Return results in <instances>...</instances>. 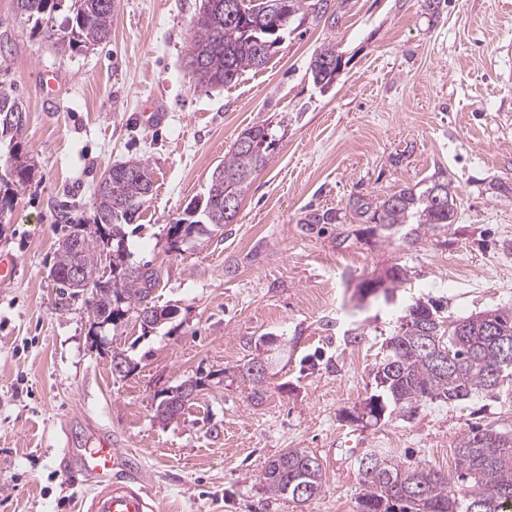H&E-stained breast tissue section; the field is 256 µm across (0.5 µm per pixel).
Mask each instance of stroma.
<instances>
[{"label": "stroma", "mask_w": 512, "mask_h": 512, "mask_svg": "<svg viewBox=\"0 0 512 512\" xmlns=\"http://www.w3.org/2000/svg\"><path fill=\"white\" fill-rule=\"evenodd\" d=\"M201 0H117L109 39L71 48L66 11L52 36L31 31L0 0V84L26 107L18 138L35 175L0 213V253L18 261L0 286V512H78L90 482L60 466L67 433L112 432L143 464L163 512H356L360 447L405 468L456 472L455 444L481 427L512 432V381L414 419L350 421L403 303L440 302L458 319L512 312V0H341L335 22L305 21L261 68L232 85H197L188 67ZM335 44L341 69L315 85L310 60ZM55 82L45 85L42 71ZM164 122L147 123L149 103ZM292 122L244 196L235 223L184 252L167 230L245 127ZM137 157L154 189L127 228V260L161 267L158 302L176 310L155 331L136 317L93 339L84 299L49 275L65 234L61 202L90 215L94 190ZM444 173L457 219L412 245L382 238L351 208ZM335 222L309 224V213ZM407 271L400 303L355 291L393 265ZM134 369L112 372V351ZM275 373L262 404L237 374L256 356ZM201 380L176 420H154L157 393ZM354 447H347V440ZM289 448L313 452L323 491L298 505L258 476Z\"/></svg>", "instance_id": "stroma-1"}]
</instances>
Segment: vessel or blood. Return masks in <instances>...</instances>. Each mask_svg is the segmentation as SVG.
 Here are the masks:
<instances>
[{"mask_svg": "<svg viewBox=\"0 0 512 512\" xmlns=\"http://www.w3.org/2000/svg\"><path fill=\"white\" fill-rule=\"evenodd\" d=\"M62 455L72 473L92 482L86 512H158L156 500L135 479L138 458L120 452L111 434L87 430L69 440Z\"/></svg>", "mask_w": 512, "mask_h": 512, "instance_id": "b4317fda", "label": "vessel or blood"}]
</instances>
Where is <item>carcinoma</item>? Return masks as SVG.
Masks as SVG:
<instances>
[{"label":"carcinoma","instance_id":"cac0c4a2","mask_svg":"<svg viewBox=\"0 0 512 512\" xmlns=\"http://www.w3.org/2000/svg\"><path fill=\"white\" fill-rule=\"evenodd\" d=\"M20 15L40 32L48 28L62 0H14ZM229 0H201L194 21L191 68L197 84L230 85L248 69H257L269 58L297 19L320 21L319 0H247L244 11H231ZM116 0H73L67 17L68 42L87 48L111 35L112 11ZM340 69L336 48L325 45L309 63L312 80L324 86L333 83ZM16 116L15 123L0 122V138L18 137L25 122L23 101L13 91L0 86V116ZM288 129V116L277 125L260 124L244 128L230 155L211 172L206 191L185 208V217L169 225L170 248L181 252L196 239L211 237L224 225L234 223L239 204L255 175L267 164L280 137ZM8 175L17 184L28 182L35 165L27 156L13 152L6 160ZM104 186L94 192L92 224L73 223L69 212H59V220L70 225L69 235L76 248L60 247L50 275L66 293L75 297L79 289L69 279L81 263L101 259L95 279L85 284L88 295L108 291L112 299L95 304L96 316L116 331L130 314L140 316L161 282V272L142 264L143 273H127L126 226L139 217L153 189V172L143 160H127L112 166L101 179ZM234 198V207L225 200ZM352 208L379 225L384 237L401 235L407 239L415 227L444 228L457 219L456 198L448 180L438 176L421 192L402 189L372 206L358 198ZM406 281L404 268L395 265L375 279L358 285L361 298L395 303L396 291ZM432 317V335L419 337L413 326H397L386 342L382 360L374 369L376 393L369 397L368 417L380 420L395 412L410 420L434 402L455 404L479 391L496 387L494 374L512 377V360L501 355L498 337H512V313L487 311L450 320L440 314L436 302L419 298L402 309L399 320ZM494 327L491 336L487 328ZM437 349L449 350L453 363L444 368L430 358ZM242 380L250 388L251 400L262 403L270 383L265 373L253 368V360L239 367ZM201 387L198 380H186L160 393L154 417L167 423L173 414H183ZM458 475L452 480L426 466L402 469L391 462L380 448H374L359 461L364 492L357 499V512H509L512 509V434L493 429H476L462 434L456 444ZM265 491L295 504H305L323 492L322 467L316 455L305 449L290 448L271 460L261 475Z\"/></svg>","mask_w":512,"mask_h":512}]
</instances>
